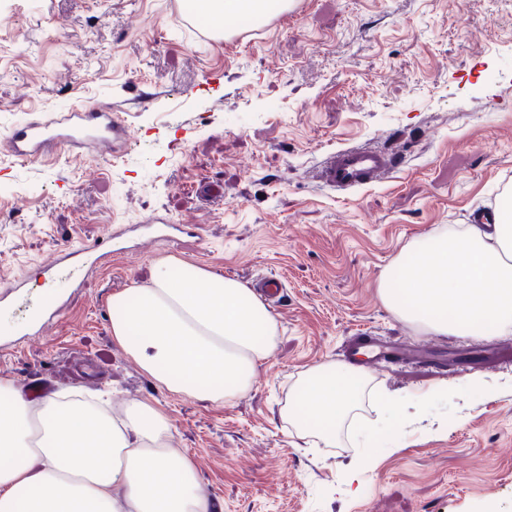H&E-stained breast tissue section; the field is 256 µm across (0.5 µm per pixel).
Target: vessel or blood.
<instances>
[{"instance_id":"b4317fda","label":"vessel or blood","mask_w":512,"mask_h":512,"mask_svg":"<svg viewBox=\"0 0 512 512\" xmlns=\"http://www.w3.org/2000/svg\"><path fill=\"white\" fill-rule=\"evenodd\" d=\"M125 127L119 114L106 108L84 103H73L59 116L48 120H30L11 127L7 142L11 153L18 159L39 156L50 145L72 151L88 149L99 142L121 139ZM398 166L397 157L384 148L364 144L351 145L326 152L314 177L324 187L342 195L380 182ZM175 225L164 218L142 225L141 237L147 242H172ZM98 246L65 245L46 256L47 268L58 270L75 265L87 266L89 261L101 259ZM373 358L396 357L395 348L379 344L374 337L360 333L351 337L349 356L358 360L362 356Z\"/></svg>"}]
</instances>
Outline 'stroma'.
<instances>
[{
  "instance_id": "1",
  "label": "stroma",
  "mask_w": 512,
  "mask_h": 512,
  "mask_svg": "<svg viewBox=\"0 0 512 512\" xmlns=\"http://www.w3.org/2000/svg\"><path fill=\"white\" fill-rule=\"evenodd\" d=\"M234 27L239 42L210 41L185 0H0V290L24 274L67 302L32 339L11 309L0 380L162 406L215 512H512V332L436 336L378 296L409 242L474 223L512 186V0H294ZM78 102L119 113L127 139L9 153L13 124ZM368 141L397 152L387 179L351 195L315 183L324 152ZM156 214L190 235L112 255L79 289L47 276L54 248ZM169 256L284 283L274 353L232 401L169 394L112 338L113 294ZM359 332L438 359L368 371L359 423L327 448L297 433L289 400Z\"/></svg>"
}]
</instances>
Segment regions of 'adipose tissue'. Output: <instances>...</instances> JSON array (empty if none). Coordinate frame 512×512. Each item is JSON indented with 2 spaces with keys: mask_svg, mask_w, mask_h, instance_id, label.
<instances>
[{
  "mask_svg": "<svg viewBox=\"0 0 512 512\" xmlns=\"http://www.w3.org/2000/svg\"><path fill=\"white\" fill-rule=\"evenodd\" d=\"M214 24L263 22L271 0H190ZM386 307L439 336L512 330V210L409 243L379 283ZM113 339L170 394L229 401L274 352L277 321L256 292L203 267L158 259L149 284L112 296ZM352 367L312 368L289 413L303 430L336 429L364 394ZM91 392L65 390L33 404L0 381V512H211L213 498L189 458L171 447L158 405L133 401L121 418Z\"/></svg>",
  "mask_w": 512,
  "mask_h": 512,
  "instance_id": "1",
  "label": "adipose tissue"
}]
</instances>
